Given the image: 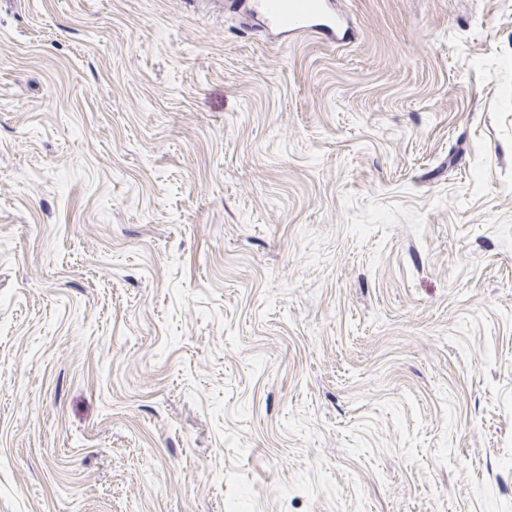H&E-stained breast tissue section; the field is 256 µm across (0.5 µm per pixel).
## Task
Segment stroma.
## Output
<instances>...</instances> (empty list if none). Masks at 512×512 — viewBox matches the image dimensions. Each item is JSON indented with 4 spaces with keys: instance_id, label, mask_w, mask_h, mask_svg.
I'll return each instance as SVG.
<instances>
[{
    "instance_id": "35a3bbf8",
    "label": "stroma",
    "mask_w": 512,
    "mask_h": 512,
    "mask_svg": "<svg viewBox=\"0 0 512 512\" xmlns=\"http://www.w3.org/2000/svg\"><path fill=\"white\" fill-rule=\"evenodd\" d=\"M0 0V512H512V0ZM333 0H227L241 4L250 14L262 19L267 33L282 35L289 42L313 35L318 39L346 44L350 24Z\"/></svg>"
}]
</instances>
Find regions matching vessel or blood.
Returning a JSON list of instances; mask_svg holds the SVG:
<instances>
[{
	"mask_svg": "<svg viewBox=\"0 0 512 512\" xmlns=\"http://www.w3.org/2000/svg\"><path fill=\"white\" fill-rule=\"evenodd\" d=\"M241 4L250 14L261 18L266 32L297 40L311 35L345 44L350 24L333 0H227Z\"/></svg>",
	"mask_w": 512,
	"mask_h": 512,
	"instance_id": "1",
	"label": "vessel or blood"
}]
</instances>
